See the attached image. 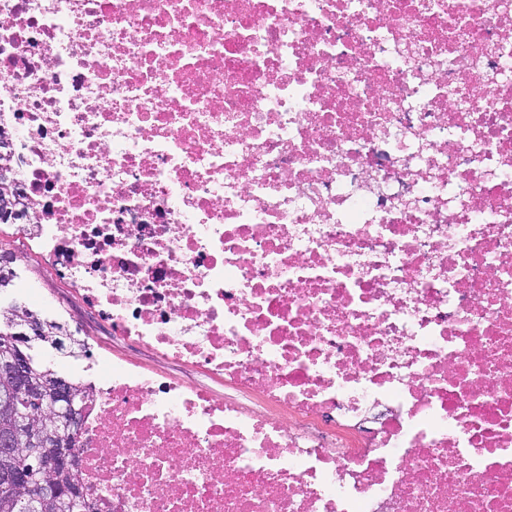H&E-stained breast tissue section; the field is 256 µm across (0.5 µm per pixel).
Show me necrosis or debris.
<instances>
[{"instance_id": "1", "label": "necrosis or debris", "mask_w": 512, "mask_h": 512, "mask_svg": "<svg viewBox=\"0 0 512 512\" xmlns=\"http://www.w3.org/2000/svg\"><path fill=\"white\" fill-rule=\"evenodd\" d=\"M0 121L170 366L81 367L85 512H512V0H0Z\"/></svg>"}]
</instances>
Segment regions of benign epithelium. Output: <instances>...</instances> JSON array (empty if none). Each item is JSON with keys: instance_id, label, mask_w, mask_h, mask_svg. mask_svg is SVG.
Masks as SVG:
<instances>
[{"instance_id": "benign-epithelium-1", "label": "benign epithelium", "mask_w": 512, "mask_h": 512, "mask_svg": "<svg viewBox=\"0 0 512 512\" xmlns=\"http://www.w3.org/2000/svg\"><path fill=\"white\" fill-rule=\"evenodd\" d=\"M0 188L21 194L7 165L0 166ZM82 413L68 380L37 377L28 358L13 351L0 356V497L25 501L28 512H79L80 492L62 493L57 473L75 464L68 448L79 434ZM21 446L35 451L27 468L10 462L12 449Z\"/></svg>"}]
</instances>
